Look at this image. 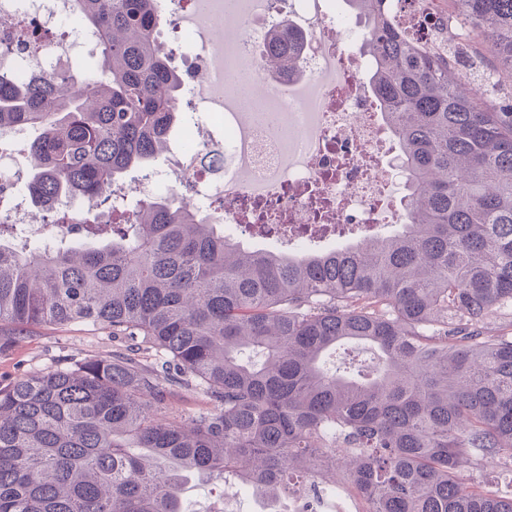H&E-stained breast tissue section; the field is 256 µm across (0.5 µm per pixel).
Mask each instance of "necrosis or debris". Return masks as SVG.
<instances>
[{
	"mask_svg": "<svg viewBox=\"0 0 512 512\" xmlns=\"http://www.w3.org/2000/svg\"><path fill=\"white\" fill-rule=\"evenodd\" d=\"M157 8L166 20L157 44L179 60L195 112L162 169L115 190L113 223L127 220L129 202L174 195L230 235L273 227L270 243L294 252L404 223L406 175L369 82L364 26L345 0H241L231 19L224 0H157ZM286 25L303 37L297 71L272 75L269 35ZM98 47L78 0H0V71L16 79L68 66L84 81ZM0 187L13 195L0 220L27 247H55L59 234L11 168H0Z\"/></svg>",
	"mask_w": 512,
	"mask_h": 512,
	"instance_id": "4bbe7bcc",
	"label": "necrosis or debris"
}]
</instances>
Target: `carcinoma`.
Returning a JSON list of instances; mask_svg holds the SVG:
<instances>
[{
  "label": "carcinoma",
  "instance_id": "cac0c4a2",
  "mask_svg": "<svg viewBox=\"0 0 512 512\" xmlns=\"http://www.w3.org/2000/svg\"><path fill=\"white\" fill-rule=\"evenodd\" d=\"M98 74L16 85L0 129L33 131L39 208L98 197L168 149L181 72L156 0H80ZM369 81L411 176L406 223L325 253L244 246L171 198L129 224L61 226L37 254L0 222V355L34 325L134 343L0 386V512H185L184 477L237 475L271 495L336 468L369 512H512V0H345ZM272 33L267 61L297 67ZM482 79L486 91L471 93ZM349 342L371 364L327 356ZM207 401L172 411L176 389Z\"/></svg>",
  "mask_w": 512,
  "mask_h": 512
}]
</instances>
